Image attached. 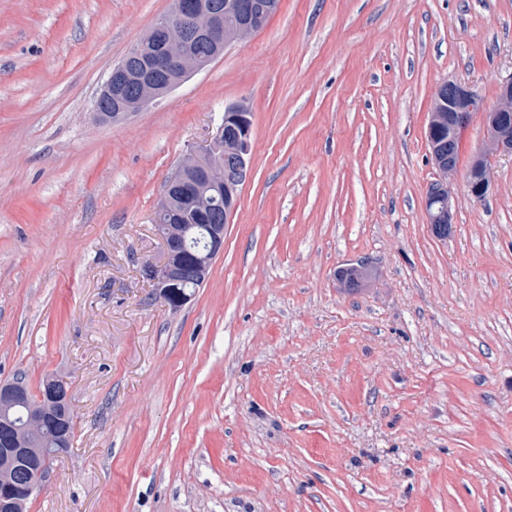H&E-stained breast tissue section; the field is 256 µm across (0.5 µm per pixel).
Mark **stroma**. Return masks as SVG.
I'll use <instances>...</instances> for the list:
<instances>
[{
	"label": "stroma",
	"instance_id": "obj_1",
	"mask_svg": "<svg viewBox=\"0 0 512 512\" xmlns=\"http://www.w3.org/2000/svg\"><path fill=\"white\" fill-rule=\"evenodd\" d=\"M171 0H0V384L50 374L73 438L27 512H512V159L453 222L436 89L495 104L512 0H281L118 123L93 103ZM252 149L224 252L159 302L154 211L227 105ZM363 267L358 288L340 269Z\"/></svg>",
	"mask_w": 512,
	"mask_h": 512
}]
</instances>
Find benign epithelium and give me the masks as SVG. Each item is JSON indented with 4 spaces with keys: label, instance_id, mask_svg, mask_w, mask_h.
I'll use <instances>...</instances> for the list:
<instances>
[{
    "label": "benign epithelium",
    "instance_id": "1",
    "mask_svg": "<svg viewBox=\"0 0 512 512\" xmlns=\"http://www.w3.org/2000/svg\"><path fill=\"white\" fill-rule=\"evenodd\" d=\"M241 5L228 0L216 5L208 0H174L171 8L158 17L150 31L134 44L120 62L112 68L94 105L96 117L102 122H117L142 111L168 96L188 77L206 69L212 59L202 58L188 47V36L213 43L216 52L224 50V15L237 13ZM258 31L252 20L243 19L231 35L234 42H243ZM158 38L164 49L175 59L174 70L165 79H159L144 64L138 68L132 62L143 58L144 45ZM445 110L431 108L428 124V146L432 163L439 170L440 179L425 197L428 223L433 232L442 236L452 223L450 206L451 182L457 172L455 153L448 152V159L441 158V151L433 131L448 126V136L460 138L473 113L483 115L485 149L471 160L465 177V188L476 200L484 199L491 186V160L497 157L512 159V74L502 80L496 104L486 107L473 89L465 84L448 81L435 93ZM251 114L240 104L225 107L219 125L209 144L198 152L190 150L177 165L175 175L166 184L159 200L160 213H165L173 198L187 193L186 183L194 181L195 189L203 194V211L224 223L212 225L208 244L209 254L216 257L224 250V228L230 223L234 206L225 204L224 187L229 182L245 180L250 161ZM165 256L159 262L147 261L143 268L156 288L157 298L167 302L165 283L174 276L168 265V253L174 251L175 242L162 239ZM49 459L43 454L36 467L18 471V480L26 495L30 496L41 485L39 478L43 462ZM23 502L15 498L10 489L0 492V512H22Z\"/></svg>",
    "mask_w": 512,
    "mask_h": 512
}]
</instances>
